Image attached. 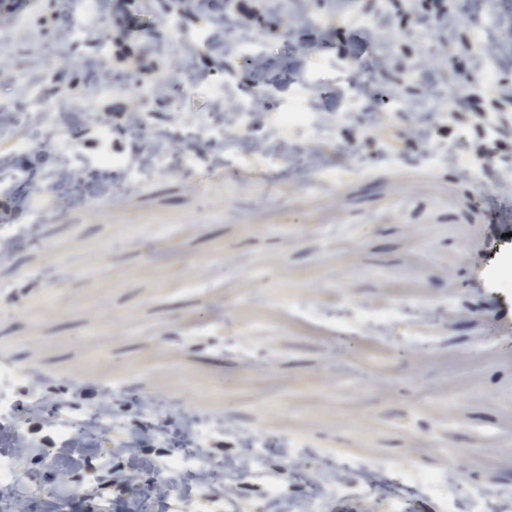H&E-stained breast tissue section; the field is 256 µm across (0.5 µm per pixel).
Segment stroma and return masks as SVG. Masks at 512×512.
<instances>
[{"instance_id": "stroma-1", "label": "stroma", "mask_w": 512, "mask_h": 512, "mask_svg": "<svg viewBox=\"0 0 512 512\" xmlns=\"http://www.w3.org/2000/svg\"><path fill=\"white\" fill-rule=\"evenodd\" d=\"M370 2L233 0L245 28L232 32L231 41L268 46L259 75L241 64L223 72L202 47L209 16L222 12L224 0H210V14L188 18L186 39L160 38L156 55L141 64L133 58L137 35L118 36L108 20L93 26L79 0L67 10L39 0L22 28L0 14V51L13 44L29 49L13 62L0 94L23 95L46 73L66 101L97 99L95 84L105 74L124 87L97 99L95 120L77 115L86 128L79 146L14 152L13 140L55 135L51 112L0 134V175L18 182L0 190V225L25 222L33 201L20 191L28 184H41L64 162L77 173L41 193L49 208L69 198L62 217L46 224L42 237L17 240L11 264L0 266V364L34 367L47 378L35 389L0 375V458L17 462L13 483L26 495V512H98L104 500L109 512H133L136 504L149 512L162 463L183 443L173 432L154 435L155 420L140 406L147 395L212 422L215 455L240 454L235 429L257 435L250 476L195 488L197 512L227 501L266 512L271 483L300 496L305 483L277 448L299 433L392 467L424 462L460 486L512 477V413L499 405L512 397V291L489 276L498 257L512 256V211L492 206L495 170L478 175L428 166L410 139L409 121L389 118L381 129L364 131L347 120L379 108L358 96V73L389 98L410 94L425 107L443 101L452 109L467 91L481 100L497 96L502 85H512V66L496 67L490 86L480 74L462 79L460 46L439 47L424 0H387L398 28L384 41H365L362 18ZM448 6L460 45L471 44L477 19L489 12L496 30H512V0H448ZM91 28L108 54L87 71L80 67L88 55L78 33ZM304 42L313 50L303 60ZM187 57L190 72L180 69ZM216 78L233 101L260 88L269 112L306 87L310 109L339 127L334 141L304 139L301 148L317 153L319 167L345 166L353 176L317 195L306 191L302 172L137 177L141 142L125 130L129 112L162 114L156 132L176 147L170 162L188 148L209 161L223 156L222 135L190 137L198 114L215 109L204 87ZM100 123L112 127L110 145L94 133ZM434 127L437 145L457 150L485 137L467 112ZM106 147L124 156L128 169L88 186L87 174ZM313 267L324 271L321 287L341 289L353 305L385 300L396 282L404 300L437 308L447 298L455 308L435 323L416 324L415 341L377 368L358 331L311 336L293 326L279 293L296 288ZM189 309L216 332L187 335ZM240 321L259 322L263 330L239 333ZM104 389L112 393L114 428L95 437L89 453L81 433L61 437L55 424L95 412ZM130 429L145 436L134 457L123 449ZM13 434L28 439L34 453L15 456ZM344 473L322 512L354 503L358 512H386L393 496L404 499L408 512H438L415 485L367 493L362 471ZM62 484L68 491L60 496Z\"/></svg>"}]
</instances>
